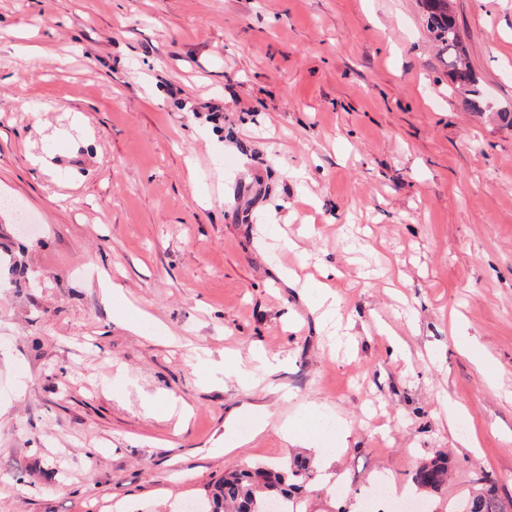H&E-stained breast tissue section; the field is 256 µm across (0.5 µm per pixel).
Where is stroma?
Instances as JSON below:
<instances>
[{
  "mask_svg": "<svg viewBox=\"0 0 512 512\" xmlns=\"http://www.w3.org/2000/svg\"><path fill=\"white\" fill-rule=\"evenodd\" d=\"M453 6L481 116L419 0H0V197L35 226L0 211V512H182L298 453L301 512L382 473L391 508L512 501V0ZM325 264L350 354L300 283ZM448 455L437 453L435 457L418 466L412 475V482L420 489L436 490L448 478ZM479 481L483 487L473 496L454 505L453 512H508L499 500L495 482L489 475H483Z\"/></svg>",
  "mask_w": 512,
  "mask_h": 512,
  "instance_id": "obj_1",
  "label": "stroma"
}]
</instances>
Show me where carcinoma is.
<instances>
[{"label":"carcinoma","mask_w":512,"mask_h":512,"mask_svg":"<svg viewBox=\"0 0 512 512\" xmlns=\"http://www.w3.org/2000/svg\"><path fill=\"white\" fill-rule=\"evenodd\" d=\"M427 29L437 46L448 53L445 66L455 89L463 94L464 107L480 114L485 102L477 78L466 62L450 0H421ZM448 455L438 453L418 466L412 482L420 489L436 490L448 478ZM311 479L308 470L292 459L274 466L254 463L216 482L205 497L202 512H297L295 495ZM483 487L473 496L454 505L453 512H506L499 500L495 482L488 475L480 478Z\"/></svg>","instance_id":"1"}]
</instances>
